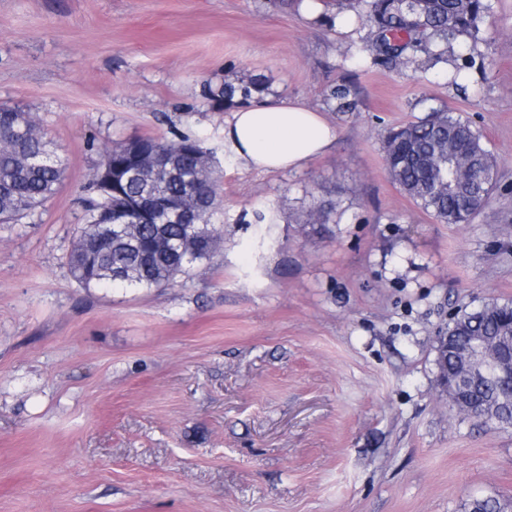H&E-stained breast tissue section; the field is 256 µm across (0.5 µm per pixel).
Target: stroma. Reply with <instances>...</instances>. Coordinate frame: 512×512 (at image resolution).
<instances>
[{"mask_svg":"<svg viewBox=\"0 0 512 512\" xmlns=\"http://www.w3.org/2000/svg\"><path fill=\"white\" fill-rule=\"evenodd\" d=\"M474 64H364L369 25L267 0H0V105L67 163L0 224V512H464L512 503V428L461 419L437 380L451 315L512 301V0ZM262 74L336 143L303 168L245 169L205 85ZM353 84L355 111L327 105ZM446 108L480 131L497 188L441 224L393 183L387 129ZM201 139L224 241L160 289L85 288L67 258L100 155ZM332 224L301 218L313 199ZM264 212L265 223L255 221Z\"/></svg>","mask_w":512,"mask_h":512,"instance_id":"35a3bbf8","label":"stroma"}]
</instances>
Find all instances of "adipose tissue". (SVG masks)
Instances as JSON below:
<instances>
[{
  "mask_svg": "<svg viewBox=\"0 0 512 512\" xmlns=\"http://www.w3.org/2000/svg\"><path fill=\"white\" fill-rule=\"evenodd\" d=\"M224 137L251 170H296L324 154L336 140L335 128L305 104L274 95L233 109Z\"/></svg>",
  "mask_w": 512,
  "mask_h": 512,
  "instance_id": "ef3b65f1",
  "label": "adipose tissue"
}]
</instances>
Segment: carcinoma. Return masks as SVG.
Masks as SVG:
<instances>
[{
  "label": "carcinoma",
  "mask_w": 512,
  "mask_h": 512,
  "mask_svg": "<svg viewBox=\"0 0 512 512\" xmlns=\"http://www.w3.org/2000/svg\"><path fill=\"white\" fill-rule=\"evenodd\" d=\"M338 11H354L357 21L370 23L373 41L364 48L373 62L408 67L419 60L429 66L454 62L459 78L469 62H459L456 46L484 40L489 18L488 0H331ZM271 93L270 80L260 75L224 81L208 89L207 98L216 107H234ZM326 100L337 111L356 107L353 86L342 82L331 87ZM26 113L14 108L0 112V204L10 208L17 221L43 205L63 184L66 163L35 166L30 158L56 150L47 138H37L24 127ZM165 163L150 179L154 192L145 194L143 182L128 179L122 194L112 195V208L137 201L157 214L178 206L184 197H196L201 215H189L176 224L151 219L136 224L128 244L106 238V225L98 222L105 206L93 181L84 187L85 224L80 228L68 258L72 278L81 286L113 283L112 272L121 269L125 284L144 288H166L188 272L195 262L210 258L224 235L215 224L220 209V177L200 140L181 135L168 141L142 137ZM388 172L399 188L417 206L444 224H468L496 188L497 161L483 136L471 123L444 108H428V114L391 130L383 137ZM336 222V204L314 202L306 212V223ZM448 352L438 357L439 372L448 377V396L457 393L464 402L455 406L468 417L470 411H485L492 428L512 427V372L493 370L477 374L462 384L455 382L457 370L469 363L468 351L475 340L488 345L489 354L501 349L512 357V302L491 300L481 307L451 318L444 331ZM469 512H507L495 497L475 499Z\"/></svg>",
  "instance_id": "carcinoma-1"
}]
</instances>
